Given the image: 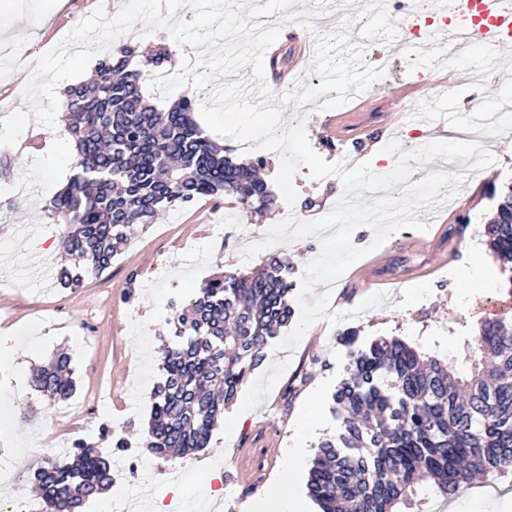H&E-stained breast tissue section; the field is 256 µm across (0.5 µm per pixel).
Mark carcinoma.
<instances>
[{
    "mask_svg": "<svg viewBox=\"0 0 512 512\" xmlns=\"http://www.w3.org/2000/svg\"><path fill=\"white\" fill-rule=\"evenodd\" d=\"M164 59L161 51L117 45L99 59L93 81L65 93L77 172L48 211L66 224L62 252L85 261L60 269V283L71 289L109 267L138 227L167 208L218 195L259 209L271 202L255 164L224 154L197 124L196 98L167 110L145 99L142 84ZM485 233L496 258L512 264V186ZM292 290L288 259L278 257L257 275L228 272L202 285L190 312L177 316L176 340L160 347L150 450L207 447L224 406L292 319ZM341 342L338 430L319 444L307 481L318 512H425L417 493L423 481L446 497L479 476L512 470L511 324L480 323L466 376L397 338L361 346L347 331ZM70 363L68 354H56L32 385L53 401L69 398ZM34 479L53 512H72L112 484L108 460L85 447L60 465L46 462Z\"/></svg>",
    "mask_w": 512,
    "mask_h": 512,
    "instance_id": "cac0c4a2",
    "label": "carcinoma"
}]
</instances>
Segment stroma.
Segmentation results:
<instances>
[{
    "label": "stroma",
    "mask_w": 512,
    "mask_h": 512,
    "mask_svg": "<svg viewBox=\"0 0 512 512\" xmlns=\"http://www.w3.org/2000/svg\"><path fill=\"white\" fill-rule=\"evenodd\" d=\"M0 0V108L29 111L23 89L37 59L57 45L97 7L115 14L123 0ZM413 84L403 105L393 100L395 90ZM512 94V68L496 69L486 52L450 67L431 58L406 60L393 57V69L371 92L373 110L367 113V133L346 138L331 136L329 112L319 113L306 125L312 148L325 160L337 149L370 161L374 173L384 166L380 149L391 129L415 125L416 110L453 100L452 125H471L473 106L467 98L483 95L485 108L497 98ZM400 111L396 126L387 115ZM56 129L29 125L16 146H0V332L19 337L20 343L0 355V448L14 456L16 491L0 485V502L20 494L29 512H39L41 500L33 474L42 465L46 449L58 447L62 434L83 439L117 462L144 459L154 483H164L171 468H180L181 491L190 505L208 502L215 486H223L235 512H251L258 497L291 481L305 486L322 439L335 434L332 395L345 364L339 343L348 330L359 342L396 337L421 351L448 361L455 373L467 372L474 329L487 302H512L508 294L476 282H462V267L476 261L496 265L484 235L496 199L491 189L512 183V145L491 141L494 164L479 170L476 178L460 185L449 209L460 210L467 225L463 232L447 226L440 243L419 247V232L404 229L385 242L380 274L383 285L363 286L361 281L338 280L331 309L346 312L378 291L389 294L382 307L358 318L335 324L321 319L307 330L295 350L267 351L266 358L225 407L206 448L187 454L156 457L144 441L149 426V403L162 378L159 335L168 330L175 310L188 308L202 283L225 271L251 273L273 256L287 258L290 280H298L304 265L320 251L315 238L270 247L250 261L241 249L246 234L264 236L282 218L286 206L276 196L268 209L254 212L229 197H207L160 214L154 224L139 232L111 266L88 278L81 288L62 287L56 275L63 256L41 260L30 256L32 241L59 240L63 227L47 206L62 180L75 173L76 150L66 133L65 112H58ZM301 167L294 178L295 206L302 214L328 212L340 196L338 187L310 177ZM235 224L223 234L210 227L225 224V212ZM68 353L76 390L72 397L51 401L33 389L34 371L47 367L56 352ZM110 397L108 409L96 400L98 391ZM321 424L315 438L307 440L298 467H291L287 450L303 420ZM274 431L278 447L274 464L262 485L250 488L236 482L246 461H258L260 439ZM499 512H512V471L492 474L476 486L459 490L443 503V512H484L487 500Z\"/></svg>",
    "instance_id": "1"
}]
</instances>
